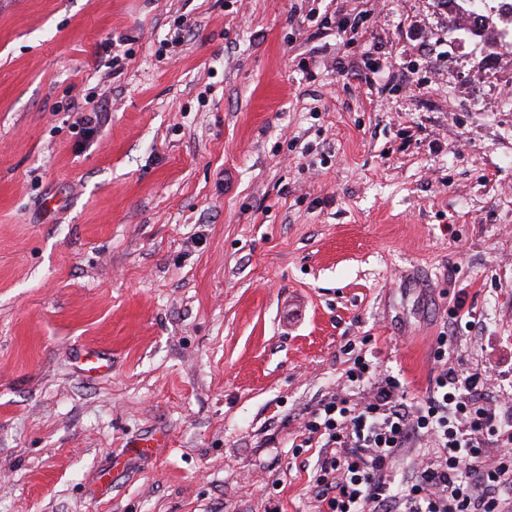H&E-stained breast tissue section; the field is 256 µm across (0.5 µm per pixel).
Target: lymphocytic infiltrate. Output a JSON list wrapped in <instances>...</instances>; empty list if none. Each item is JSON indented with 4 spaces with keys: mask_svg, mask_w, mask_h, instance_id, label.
Here are the masks:
<instances>
[{
    "mask_svg": "<svg viewBox=\"0 0 512 512\" xmlns=\"http://www.w3.org/2000/svg\"><path fill=\"white\" fill-rule=\"evenodd\" d=\"M349 382H370L357 397L322 401L304 420L301 447L326 453L314 472L318 512H501L512 494V421L481 396L484 383L443 367L427 396L406 403L398 379L354 359ZM430 444L407 487L390 472L402 449ZM502 450L486 467L491 450Z\"/></svg>",
    "mask_w": 512,
    "mask_h": 512,
    "instance_id": "1",
    "label": "lymphocytic infiltrate"
}]
</instances>
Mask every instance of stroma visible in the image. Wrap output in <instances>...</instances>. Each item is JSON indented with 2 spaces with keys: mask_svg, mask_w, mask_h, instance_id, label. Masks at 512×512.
Segmentation results:
<instances>
[{
  "mask_svg": "<svg viewBox=\"0 0 512 512\" xmlns=\"http://www.w3.org/2000/svg\"><path fill=\"white\" fill-rule=\"evenodd\" d=\"M499 5L0 0V512H317L301 418L442 335L512 416ZM80 369L89 374H105L112 370L110 357L101 349L93 348L80 353Z\"/></svg>",
  "mask_w": 512,
  "mask_h": 512,
  "instance_id": "stroma-1",
  "label": "stroma"
}]
</instances>
